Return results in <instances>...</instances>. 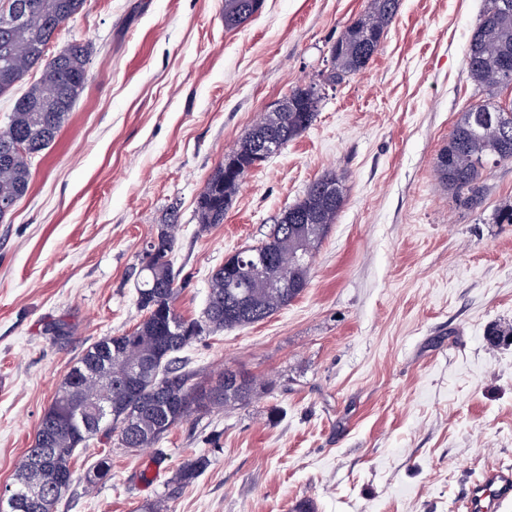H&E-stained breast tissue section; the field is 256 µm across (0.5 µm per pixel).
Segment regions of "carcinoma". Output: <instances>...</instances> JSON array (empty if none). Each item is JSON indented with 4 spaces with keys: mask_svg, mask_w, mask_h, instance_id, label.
I'll list each match as a JSON object with an SVG mask.
<instances>
[{
    "mask_svg": "<svg viewBox=\"0 0 512 512\" xmlns=\"http://www.w3.org/2000/svg\"><path fill=\"white\" fill-rule=\"evenodd\" d=\"M250 0H224V27L233 29L253 17L245 10ZM86 0H0V95L9 93L32 69L39 77L16 99L7 128L0 130V203H18L31 183L32 158L58 136L69 112L83 93L88 73L89 51L73 43L49 62L45 51L60 25L80 12ZM488 0L466 53V66L475 84L489 92L482 103L461 113L439 150L435 172L439 183L466 208L481 202L490 169L512 161V112L492 101L499 89L512 85V9ZM400 0H371L368 12L345 27L330 47L331 65L325 83L339 85L364 70L379 50ZM23 9L27 22L19 27L3 16ZM322 95L307 85H298L279 101L275 129L281 146L299 137L313 124ZM480 109L487 117L473 127L471 114ZM262 130L255 123L238 141L234 153L247 156L248 146ZM334 183L340 195L325 198L323 188ZM238 187L224 183L222 169L212 173L196 200L200 229L205 231L224 219ZM343 177L326 174L309 185L302 198L288 206V217H279L267 240L262 277L252 281L253 265H239L230 272L215 270L209 280L207 305L197 319H186L175 308L178 294L173 268L175 224H166L146 267L140 268L135 285L137 309L142 319L129 332L106 336L90 347L71 368L57 395L44 411L34 443L21 460L12 489H37L40 498L22 503L18 512H56L73 477L72 459L79 448L99 434L117 433L123 448H152L165 434L194 414H207L230 404H247L261 390L250 376L226 368L217 378L201 384L188 373L169 369L173 356L204 335L261 322L300 296L310 282L312 259L287 265L298 241L307 234L299 216L314 212L318 223L331 225L343 206ZM138 369L128 384L131 369ZM108 399L112 417L101 419L95 406ZM208 466V457L186 460L178 470L174 490L189 485Z\"/></svg>",
    "mask_w": 512,
    "mask_h": 512,
    "instance_id": "1",
    "label": "carcinoma"
}]
</instances>
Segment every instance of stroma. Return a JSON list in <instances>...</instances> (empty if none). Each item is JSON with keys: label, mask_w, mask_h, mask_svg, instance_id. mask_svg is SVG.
I'll return each instance as SVG.
<instances>
[{"label": "stroma", "mask_w": 512, "mask_h": 512, "mask_svg": "<svg viewBox=\"0 0 512 512\" xmlns=\"http://www.w3.org/2000/svg\"><path fill=\"white\" fill-rule=\"evenodd\" d=\"M488 0H401L368 66L324 85L313 125L253 169L222 224L196 198L267 107L322 83L329 49L370 0H264L235 29L224 0H86L46 51L88 46V82L27 194L0 223V489L12 483L69 369L139 318L143 248L177 215V311L199 317L225 258L266 239L333 172L345 202L314 252L308 288L250 326L180 354L196 380L231 367L271 391L194 415L159 445L95 437L72 461L57 512H457L489 468L512 462V162L474 208L434 162L483 100L465 56ZM209 464L189 486L190 458ZM109 456L110 478L86 476ZM208 463V457L205 455H200L186 460L178 470L174 489L179 490L184 486L193 483L195 479H197L206 469Z\"/></svg>", "instance_id": "35a3bbf8"}]
</instances>
